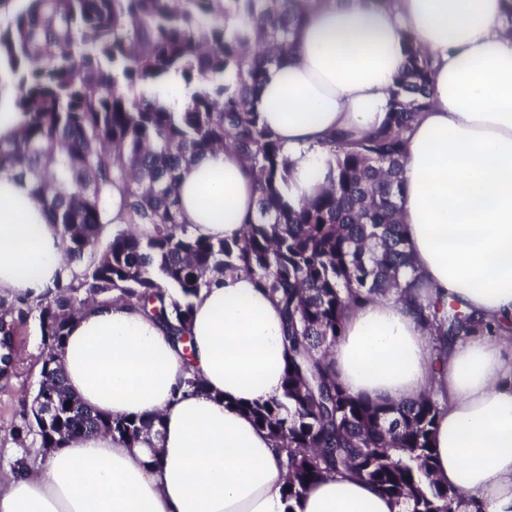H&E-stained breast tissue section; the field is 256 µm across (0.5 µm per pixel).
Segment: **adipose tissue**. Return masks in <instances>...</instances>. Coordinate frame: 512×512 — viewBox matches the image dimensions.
Listing matches in <instances>:
<instances>
[{"label":"adipose tissue","instance_id":"adipose-tissue-1","mask_svg":"<svg viewBox=\"0 0 512 512\" xmlns=\"http://www.w3.org/2000/svg\"><path fill=\"white\" fill-rule=\"evenodd\" d=\"M505 0H320L252 102L289 159L291 203L328 186L330 135L382 126L408 42L433 58L431 105L408 132L399 218L422 304L512 324V34ZM252 170L233 151L182 175L180 218L195 236L235 239L256 212ZM60 225L29 182L0 173V294L36 301L67 279ZM192 357L132 304L72 319L61 354L71 392L101 415L159 417L132 446L70 440L0 477V512H284V469L244 405L281 398L283 317L254 276L215 278L193 300ZM350 395L402 404L433 395L435 476L465 512H512V335L435 338L393 298L349 309L333 351ZM206 391L186 393L190 373ZM295 512H406L367 482L325 478Z\"/></svg>","mask_w":512,"mask_h":512}]
</instances>
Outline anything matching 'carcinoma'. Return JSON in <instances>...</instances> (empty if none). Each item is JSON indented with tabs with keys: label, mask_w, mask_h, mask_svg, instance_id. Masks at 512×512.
<instances>
[{
	"label": "carcinoma",
	"mask_w": 512,
	"mask_h": 512,
	"mask_svg": "<svg viewBox=\"0 0 512 512\" xmlns=\"http://www.w3.org/2000/svg\"><path fill=\"white\" fill-rule=\"evenodd\" d=\"M310 0H0V82L25 120L0 141V172L31 183L62 228L72 278L39 301L0 302V365L12 370L25 311H36L46 356L38 392L54 404L49 427L34 410L11 429L19 444L60 448L110 433L131 445L153 422L93 412L67 388L59 352L71 318L101 299L134 301L173 342H184L192 298L228 270L256 276L280 305L288 354L284 400L244 407L286 453L285 512L327 476L364 480L411 512H463L465 496L433 475L439 403L391 405L349 395L328 360L351 305L403 298L410 268L398 197L407 139L430 106L432 58L413 41L390 90L386 124L351 141L339 133L330 185L286 202L287 163L275 134L250 108ZM234 15L244 25L227 31ZM180 76L190 89L175 112L142 87ZM250 163L255 218L238 240L196 238L179 218L181 171L217 149ZM126 226L112 227V191ZM141 224L153 225L141 234ZM436 336L464 339L500 326L448 305L419 309Z\"/></svg>",
	"instance_id": "carcinoma-1"
}]
</instances>
